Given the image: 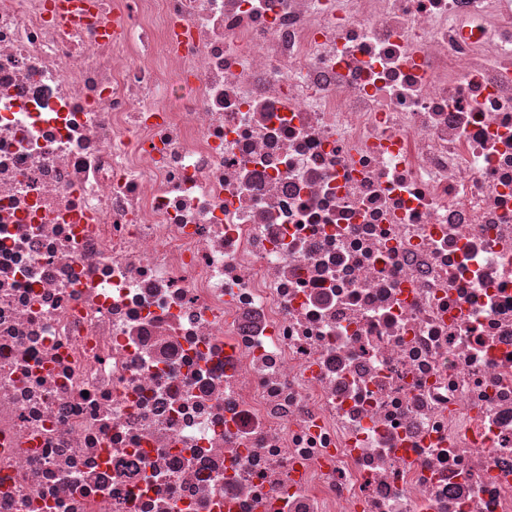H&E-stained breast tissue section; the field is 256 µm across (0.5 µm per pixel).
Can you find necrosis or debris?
Masks as SVG:
<instances>
[{
    "label": "necrosis or debris",
    "mask_w": 512,
    "mask_h": 512,
    "mask_svg": "<svg viewBox=\"0 0 512 512\" xmlns=\"http://www.w3.org/2000/svg\"><path fill=\"white\" fill-rule=\"evenodd\" d=\"M0 512H512V0H0Z\"/></svg>",
    "instance_id": "obj_1"
}]
</instances>
